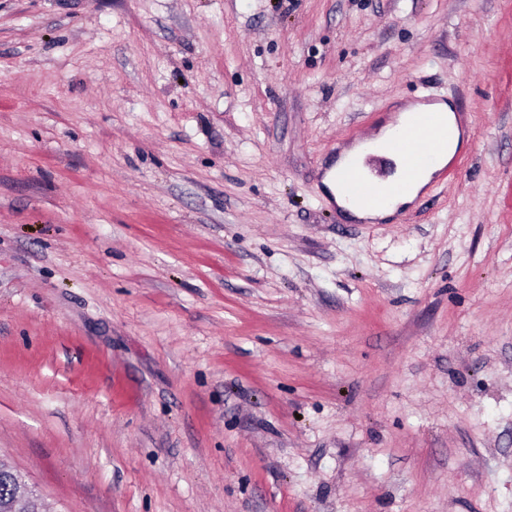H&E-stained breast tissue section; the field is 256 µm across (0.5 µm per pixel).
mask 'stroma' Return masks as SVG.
<instances>
[{
    "label": "stroma",
    "instance_id": "stroma-1",
    "mask_svg": "<svg viewBox=\"0 0 512 512\" xmlns=\"http://www.w3.org/2000/svg\"><path fill=\"white\" fill-rule=\"evenodd\" d=\"M423 90L458 155L349 217ZM0 458L48 512H512V0H0ZM401 113L398 122L395 125L386 124L383 126L376 136L371 140L376 144H385L390 142L398 128L410 125L419 113H433L437 120L441 123L445 130V137L440 148L442 136L436 131L435 138L428 144L427 141L434 134L431 130L423 127L411 129L410 135L419 143L425 144L424 147L413 144L408 137H399L390 146V148L401 155V163L405 176L412 175L419 167L424 166L417 176L410 183L404 179L397 185L398 191L408 192L396 194L390 198L383 207H365L347 202L345 199H362L367 203L381 204L386 198L384 188L376 186L366 177V175L357 170L348 169L343 171L346 164L355 157L362 156L365 152L364 148L367 144L361 145L353 143L344 147L336 160V163L326 172L324 183L333 193L337 205L349 211L352 215L360 219H376L383 218L394 213L399 206L412 202L419 193L430 184L437 171L443 168L454 155L458 142L459 130L457 128L453 112L445 103L422 104L408 103L400 107L397 111ZM448 127L452 129L453 135L448 140ZM343 171V172H342ZM340 188L344 196L339 192L337 178L340 175Z\"/></svg>",
    "mask_w": 512,
    "mask_h": 512
}]
</instances>
